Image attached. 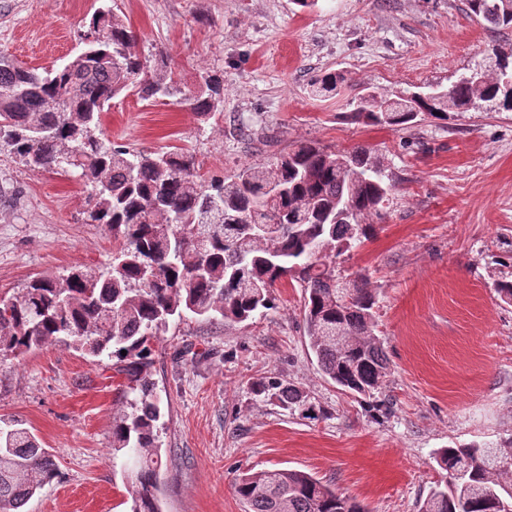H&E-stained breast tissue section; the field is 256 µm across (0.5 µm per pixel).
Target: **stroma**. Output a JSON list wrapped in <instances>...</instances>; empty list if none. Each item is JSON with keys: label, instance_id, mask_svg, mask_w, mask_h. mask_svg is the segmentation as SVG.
Instances as JSON below:
<instances>
[{"label": "stroma", "instance_id": "1", "mask_svg": "<svg viewBox=\"0 0 512 512\" xmlns=\"http://www.w3.org/2000/svg\"><path fill=\"white\" fill-rule=\"evenodd\" d=\"M136 52L164 62L178 90L128 91L102 115L104 138L145 152L191 155L202 179L228 176L306 142L369 148L394 186L376 235L338 258L377 294L374 333L391 376L374 397L341 391L321 373L303 326V292L278 288L274 309L242 323L170 322L153 344L161 401L162 512H244V473H310L366 512H418L447 473L436 449L512 437V112H455L405 129L351 120L363 88L384 94L448 86L498 35L465 0H116ZM101 0H0V55L51 70L82 48ZM337 71L339 94L311 96ZM223 81L205 117L188 96L202 73ZM76 176L35 170L0 149V295L31 279L96 269L116 242L85 221ZM276 377L320 410L306 419L255 394ZM135 398L111 360L47 345L0 359V419L17 418L49 448L60 477L23 512H127L112 422ZM385 412L373 410V401Z\"/></svg>", "mask_w": 512, "mask_h": 512}]
</instances>
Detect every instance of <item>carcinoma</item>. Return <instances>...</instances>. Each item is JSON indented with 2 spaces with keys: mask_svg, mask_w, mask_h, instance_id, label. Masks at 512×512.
Here are the masks:
<instances>
[{
  "mask_svg": "<svg viewBox=\"0 0 512 512\" xmlns=\"http://www.w3.org/2000/svg\"><path fill=\"white\" fill-rule=\"evenodd\" d=\"M469 13L512 31V0H466ZM95 39L72 67L45 73L0 57V144L33 169L78 173L89 187L87 221L118 241L102 270L72 267L35 278L0 296V355L22 359L45 345L72 347L122 363L139 397L114 418L112 451L123 452L130 512H162L158 421L161 408L149 368L152 340L173 319L191 313L215 322H244L276 305L275 289L304 290L309 346L323 375L343 391L372 396L390 374L374 336L375 289L364 276L340 287L335 258L374 236L391 186L380 161L364 148L336 152L300 144L274 161L248 164L230 178L197 180L191 156L144 153L101 139L109 102L136 83L143 100L171 94L167 72L132 51L135 36L111 7L90 22ZM512 44L493 45L477 68L442 90L391 97L368 91L351 102L352 117L400 130L420 114L446 120L452 112H512ZM188 98L193 110H218L219 76L202 77ZM343 78L322 72L313 94L338 90ZM56 100L51 109L47 101ZM277 184L287 192L272 195ZM219 201L201 223L209 198ZM156 268L154 279L145 271ZM126 354H121V351ZM286 409L315 418L308 395L270 377L252 384ZM438 465L454 478L436 487L419 512H512V438L496 446L440 448ZM59 477L51 454L19 421L0 427V512H20ZM248 512H365L311 474L290 469L245 473L234 484Z\"/></svg>",
  "mask_w": 512,
  "mask_h": 512,
  "instance_id": "carcinoma-1",
  "label": "carcinoma"
}]
</instances>
